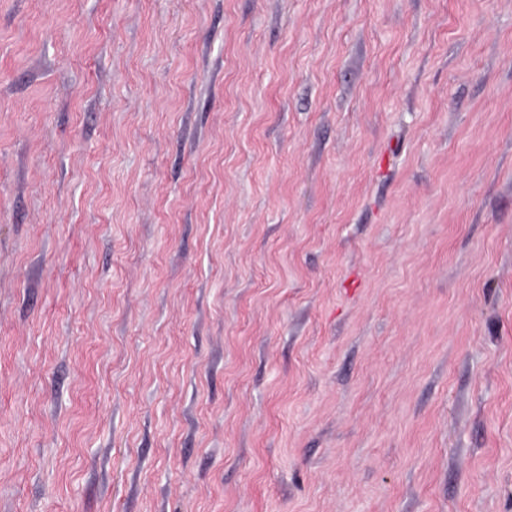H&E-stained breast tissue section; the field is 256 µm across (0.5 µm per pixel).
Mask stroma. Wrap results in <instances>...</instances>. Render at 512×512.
Wrapping results in <instances>:
<instances>
[{"instance_id": "1", "label": "stroma", "mask_w": 512, "mask_h": 512, "mask_svg": "<svg viewBox=\"0 0 512 512\" xmlns=\"http://www.w3.org/2000/svg\"><path fill=\"white\" fill-rule=\"evenodd\" d=\"M0 512H512V0H0Z\"/></svg>"}]
</instances>
